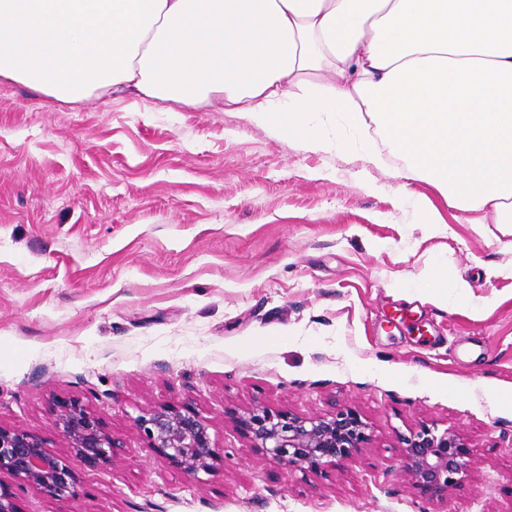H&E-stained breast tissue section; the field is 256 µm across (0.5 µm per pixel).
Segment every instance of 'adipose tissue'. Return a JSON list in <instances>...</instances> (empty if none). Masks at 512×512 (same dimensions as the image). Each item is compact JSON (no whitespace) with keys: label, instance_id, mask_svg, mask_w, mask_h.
<instances>
[{"label":"adipose tissue","instance_id":"obj_1","mask_svg":"<svg viewBox=\"0 0 512 512\" xmlns=\"http://www.w3.org/2000/svg\"><path fill=\"white\" fill-rule=\"evenodd\" d=\"M0 78L215 106L512 224V0H0Z\"/></svg>","mask_w":512,"mask_h":512}]
</instances>
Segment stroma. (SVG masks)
Returning a JSON list of instances; mask_svg holds the SVG:
<instances>
[{
  "label": "stroma",
  "instance_id": "1",
  "mask_svg": "<svg viewBox=\"0 0 512 512\" xmlns=\"http://www.w3.org/2000/svg\"><path fill=\"white\" fill-rule=\"evenodd\" d=\"M398 160L310 151L240 112L132 98L62 104L0 80V423L43 436L57 394L123 447L78 495L23 512H512V226ZM434 206L441 223H426ZM465 281L434 302L428 288ZM186 403L222 460L193 476L134 421ZM352 407L362 452L319 470L267 459L234 417ZM463 439L448 498L420 495L400 438Z\"/></svg>",
  "mask_w": 512,
  "mask_h": 512
}]
</instances>
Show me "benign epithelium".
<instances>
[{"label": "benign epithelium", "mask_w": 512, "mask_h": 512, "mask_svg": "<svg viewBox=\"0 0 512 512\" xmlns=\"http://www.w3.org/2000/svg\"><path fill=\"white\" fill-rule=\"evenodd\" d=\"M52 427L89 470L112 464L122 442L102 419L75 396H55ZM252 447L272 461L294 469L317 470L336 464L366 447L368 425L353 408L305 416L255 406L234 418ZM148 448L190 475L215 470L221 460L212 446L210 425L185 404L164 403L135 419ZM402 463L414 487L431 501H443L468 467L460 436L422 426L401 439ZM40 490L51 498L78 494L80 478L68 460L49 450L39 434L0 424V475ZM0 512H22L13 485L0 480Z\"/></svg>", "instance_id": "7a95c632"}]
</instances>
